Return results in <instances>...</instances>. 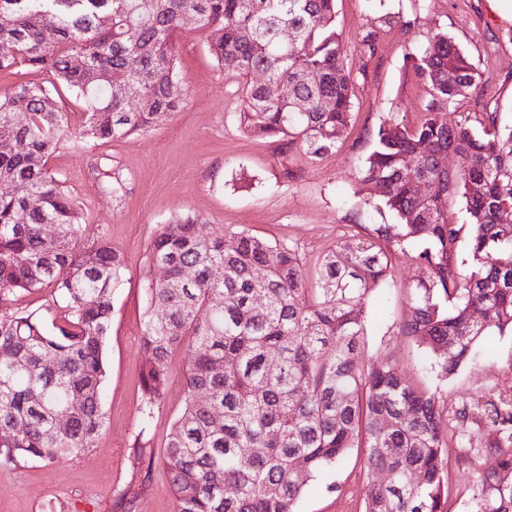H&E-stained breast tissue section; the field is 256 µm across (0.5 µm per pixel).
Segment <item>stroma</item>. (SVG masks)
I'll return each instance as SVG.
<instances>
[{"label":"stroma","instance_id":"stroma-1","mask_svg":"<svg viewBox=\"0 0 512 512\" xmlns=\"http://www.w3.org/2000/svg\"><path fill=\"white\" fill-rule=\"evenodd\" d=\"M336 27L355 67L350 127L333 154L314 161L283 142L244 132L242 78L210 54L206 32L189 27L177 44V72L186 96L177 112L149 132L117 140L63 139L47 160L79 206L89 237L102 236L124 262L112 299L105 342L104 422L92 448L47 464L24 461L0 467V512H122L118 500L141 488L132 512H175L161 466L135 465L140 430L141 336L146 296L142 274L160 224L192 215L220 225L225 235L245 231L297 249L307 270L360 224L396 218L355 171L373 148V131L390 117L416 124L423 85L406 52L439 31L479 63L486 81L477 93L450 104L445 118L498 113L512 123V22L491 12L487 0H336ZM374 46H366L367 33ZM391 275L381 297L365 309L363 357L392 356L416 385L438 389L448 409L487 395H512V336L486 337L475 359L441 378L427 370V355L399 330L408 310L407 288L422 269L399 250L389 254ZM185 355L166 366L168 387L149 436L154 456L185 400ZM486 424L448 423V512H476L479 474L494 465L485 446ZM367 472L360 454L310 481L300 512H363Z\"/></svg>","mask_w":512,"mask_h":512}]
</instances>
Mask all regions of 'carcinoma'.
I'll list each match as a JSON object with an SVG mask.
<instances>
[{
	"label": "carcinoma",
	"instance_id": "1",
	"mask_svg": "<svg viewBox=\"0 0 512 512\" xmlns=\"http://www.w3.org/2000/svg\"><path fill=\"white\" fill-rule=\"evenodd\" d=\"M336 0H0V71L25 65L51 73L48 86L0 94V303L51 289L68 310L50 306L0 313V465L54 463L93 446L103 425L105 340L112 290L123 259L103 238L79 244L82 224L64 182L46 166L69 132L55 108L62 85L87 104L79 135L119 139L151 129L176 111L185 87L176 71L181 19L193 14L209 51L228 72H260L242 88L239 124L278 138L314 160L333 152L348 127L355 69L336 29ZM290 28L295 38L281 40ZM51 29L56 41L44 33ZM81 58L82 65H75ZM426 87L422 120L379 125L355 180L375 191L395 224L358 225L309 279L299 254L250 233L233 234L192 216L160 225L144 270L147 308L141 373L142 463L168 360L186 352L184 406L164 444L163 466L175 512H298L307 482L365 449L370 484L365 512H447L448 409L386 357L362 359L365 305L387 282V251L407 253L424 277L408 288L402 332L448 377L493 332L512 335V126L485 112L450 125L444 110L477 91L485 72L438 32L406 55ZM116 72L125 87L112 84ZM149 72L148 83L140 75ZM288 84L293 92L279 97ZM450 155L456 166L443 168ZM424 185L415 196L413 184ZM40 199L37 209L27 201ZM461 197L467 224L445 200ZM56 225L54 237L42 225ZM469 230L470 268L458 248ZM224 267V279L209 271ZM165 267L156 280L154 267ZM196 278L186 281L183 268ZM69 269L64 280L56 271ZM263 293L256 303L253 294ZM479 309L481 320L471 319ZM222 364L227 370H217ZM486 421L495 465L478 479L477 512H512V399L462 409ZM67 418L65 432L56 420ZM233 486L237 492L224 494Z\"/></svg>",
	"mask_w": 512,
	"mask_h": 512
}]
</instances>
